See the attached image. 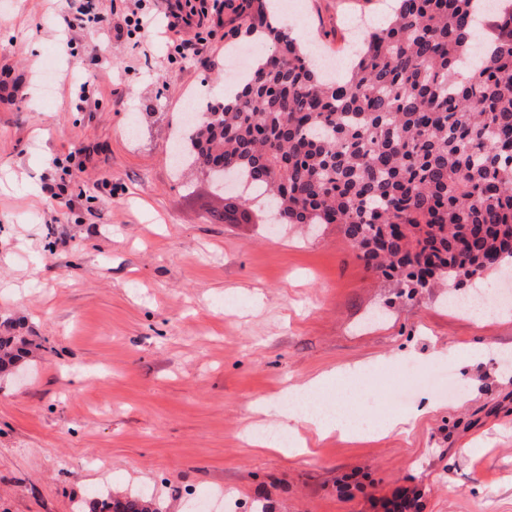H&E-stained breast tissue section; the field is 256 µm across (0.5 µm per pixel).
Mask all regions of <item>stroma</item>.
Returning <instances> with one entry per match:
<instances>
[{"label":"stroma","mask_w":512,"mask_h":512,"mask_svg":"<svg viewBox=\"0 0 512 512\" xmlns=\"http://www.w3.org/2000/svg\"><path fill=\"white\" fill-rule=\"evenodd\" d=\"M389 3L300 0L285 27L344 76L355 26ZM143 6L140 59L127 38L68 32L70 0H0V66L22 77L0 102V317L39 346L0 379V512H76L94 490L147 491L166 512L197 496L219 512H386L412 488L419 512H512V310L459 314L444 287L397 297L336 224L273 226L256 201L212 223L224 199L174 173L170 133L222 100L225 57L170 59L166 0ZM84 150L92 204L71 209L46 186L54 158ZM396 363L445 368L459 391H414L406 410L432 411L405 432L308 430L302 454L247 440L266 420L255 404L336 367L356 371L353 419L382 422Z\"/></svg>","instance_id":"35a3bbf8"}]
</instances>
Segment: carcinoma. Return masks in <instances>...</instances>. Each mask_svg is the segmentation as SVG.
<instances>
[{
	"mask_svg": "<svg viewBox=\"0 0 512 512\" xmlns=\"http://www.w3.org/2000/svg\"><path fill=\"white\" fill-rule=\"evenodd\" d=\"M224 36L272 49L212 118L182 126L188 166L265 195L269 224H339L364 264L411 299L512 269V0H396L353 45L349 77L316 71L267 0H225ZM36 345L0 321V374ZM79 512H165L147 493L92 496Z\"/></svg>",
	"mask_w": 512,
	"mask_h": 512,
	"instance_id": "1",
	"label": "carcinoma"
}]
</instances>
